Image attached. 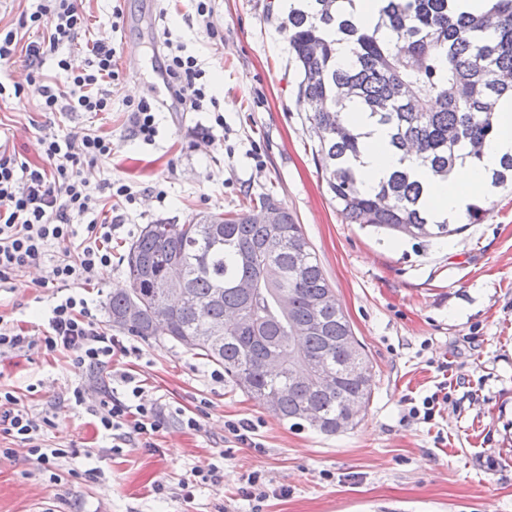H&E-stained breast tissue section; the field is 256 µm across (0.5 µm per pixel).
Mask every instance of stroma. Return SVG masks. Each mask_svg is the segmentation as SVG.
Here are the masks:
<instances>
[{
  "mask_svg": "<svg viewBox=\"0 0 512 512\" xmlns=\"http://www.w3.org/2000/svg\"><path fill=\"white\" fill-rule=\"evenodd\" d=\"M267 3L211 0V19L224 29L219 43L196 21L193 0H77L89 20L85 41L116 50L120 81L111 111H42L17 62L0 66L1 84L24 86L20 96L0 99V130L7 149L35 164L42 161L43 129L111 136L112 158L92 176L122 179L137 201L113 203L114 260L85 288L104 326L109 296L127 285L119 255L144 225L239 211L272 194L302 225L373 363L368 408L340 435L299 429L231 383L212 380V363L166 337L123 333L129 353L113 366L139 381L146 401L162 403L167 423L153 447L116 450L68 402L89 372L60 352H2L0 390L22 396L33 411L54 408L45 442L71 454L48 467L25 444L1 442L15 453L0 459V512H251L241 489L254 471L267 479L264 512H512V190H498L480 223L445 239L420 242L349 223L315 165L316 143L294 103L298 73ZM167 21L231 108L220 128L206 112L161 110L147 144L129 132V88L167 99L163 56L152 50ZM133 47L140 51L135 63ZM157 187L164 202L155 199ZM31 279L25 272L0 285V317L34 334L64 291L35 287ZM443 380L450 399L435 422L405 420L410 400L431 395ZM182 412L197 414L200 429L183 427ZM239 419L253 421L260 447L228 434L225 422ZM212 464L215 477L199 482L196 470Z\"/></svg>",
  "mask_w": 512,
  "mask_h": 512,
  "instance_id": "35a3bbf8",
  "label": "stroma"
}]
</instances>
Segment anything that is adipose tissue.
<instances>
[{
	"label": "adipose tissue",
	"instance_id": "1",
	"mask_svg": "<svg viewBox=\"0 0 512 512\" xmlns=\"http://www.w3.org/2000/svg\"><path fill=\"white\" fill-rule=\"evenodd\" d=\"M350 118L367 133L359 176L366 189H373L400 165V157L389 143L387 132L375 125L366 113L354 112ZM496 134L484 148L479 164L457 165L447 179L440 180L418 171L424 183L426 204L436 218H452L461 212L473 195H490L489 176L500 160L512 154V99L503 102L495 114Z\"/></svg>",
	"mask_w": 512,
	"mask_h": 512
}]
</instances>
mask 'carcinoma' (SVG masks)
<instances>
[{
    "label": "carcinoma",
    "mask_w": 512,
    "mask_h": 512,
    "mask_svg": "<svg viewBox=\"0 0 512 512\" xmlns=\"http://www.w3.org/2000/svg\"><path fill=\"white\" fill-rule=\"evenodd\" d=\"M380 2L374 23L357 20L354 0H288L268 11L285 14L280 27L300 75L295 103L318 140L315 161L341 214L412 238H447L462 227L430 213L414 168L446 178L459 160L481 161L493 113L512 98V0H489L478 12L460 11L454 0ZM340 39L351 46L348 66L336 60ZM350 111L385 128L405 162L370 191L359 180L364 134L343 121ZM490 183L512 186V156ZM258 203L264 212L276 208L279 223L235 211L145 225L123 255L129 287L112 293L108 317L117 331L155 336L147 308L168 266L179 264L183 279L175 287L186 298L161 335L224 368L260 406L277 399L273 413L293 426L335 435L345 401L369 403L373 365L364 350H353L357 339L302 225L273 197ZM284 294L286 313L278 307ZM133 301L145 311L124 323ZM316 317L320 328L308 329ZM298 343L311 371L329 368L331 382L289 385L288 354ZM272 353L283 358L278 369L266 366ZM310 408L316 423L304 419Z\"/></svg>",
    "instance_id": "obj_1"
}]
</instances>
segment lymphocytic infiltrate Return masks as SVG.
I'll use <instances>...</instances> for the list:
<instances>
[{
	"label": "lymphocytic infiltrate",
	"mask_w": 512,
	"mask_h": 512,
	"mask_svg": "<svg viewBox=\"0 0 512 512\" xmlns=\"http://www.w3.org/2000/svg\"><path fill=\"white\" fill-rule=\"evenodd\" d=\"M87 24L75 0H31L17 28L0 29V63L23 56L29 83L35 84L46 112H107L112 107L110 87L118 79L115 50L97 42L87 47L85 68L75 71L63 51L78 44ZM22 29L36 30L35 39L23 43ZM165 49L164 81L172 102L195 112H209L216 126H223L224 115L216 97L210 94L205 72L197 58L187 52L179 36L163 30ZM55 56L59 81L43 73L47 56ZM43 165L22 160L0 149V285L28 269L40 268L39 288L66 289L52 307L42 334L14 330L0 320V352L43 349L68 353L76 366L95 371L111 363L120 346L91 314L82 286L95 281L112 265V225L98 221L99 201L108 195L134 204L136 194L120 179L103 178L92 182L85 170L97 168L112 156V140L88 130L79 134L52 132L39 139ZM86 220L76 228L74 217ZM65 248L64 258L53 251ZM89 387L80 383L70 392L73 407L92 417L98 428L125 445L147 448L163 426L161 403L143 404L141 387L130 392L98 387L95 399H88ZM56 413L47 408L32 412L13 392L0 391V437L20 440L40 464L66 458L67 449L43 445L44 433L52 428Z\"/></svg>",
	"instance_id": "obj_1"
}]
</instances>
